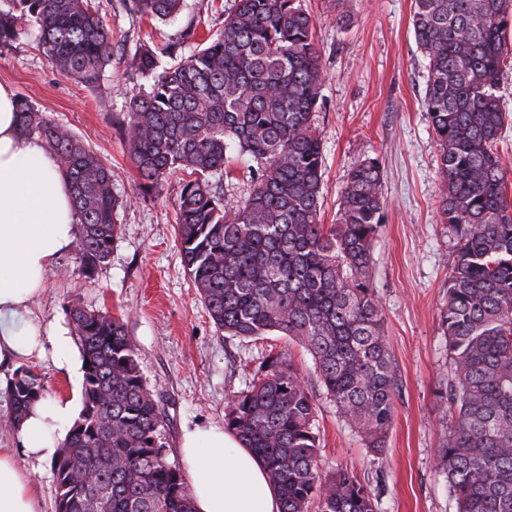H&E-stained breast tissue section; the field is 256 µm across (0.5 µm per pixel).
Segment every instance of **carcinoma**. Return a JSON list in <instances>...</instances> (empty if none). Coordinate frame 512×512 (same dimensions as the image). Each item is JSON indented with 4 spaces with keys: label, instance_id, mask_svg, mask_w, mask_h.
<instances>
[{
    "label": "carcinoma",
    "instance_id": "cac0c4a2",
    "mask_svg": "<svg viewBox=\"0 0 512 512\" xmlns=\"http://www.w3.org/2000/svg\"><path fill=\"white\" fill-rule=\"evenodd\" d=\"M0 44L30 22L43 54L66 76L97 84L112 32L88 0H0ZM184 0H129L151 22ZM412 28L428 60L423 107L439 146L440 212L454 235L442 325L452 379L441 402L457 410L438 450L456 512H512V195L498 143L499 94L512 66V0H413ZM316 23L300 0H236L222 26L173 64L143 45L133 66L151 79L132 97L126 150L143 194L182 170L180 256L218 331L282 336L312 357L340 417L377 455L394 421L396 378L371 282L383 224L379 160L350 169L336 223H320L322 139L313 123L324 81ZM22 130L69 178L79 226L76 273L94 277L121 234L111 166L54 118L17 98ZM257 163L241 203L211 178L228 153ZM83 361L82 407L52 461L55 512H195L186 475L169 462L165 413L147 386L123 320L65 307ZM32 368L5 395L17 425L44 400ZM315 395L287 352L268 354L232 396L224 429L266 465L281 512H377L374 490L318 464ZM93 472L94 482L84 479Z\"/></svg>",
    "mask_w": 512,
    "mask_h": 512
}]
</instances>
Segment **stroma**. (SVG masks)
<instances>
[{"label": "stroma", "mask_w": 512, "mask_h": 512, "mask_svg": "<svg viewBox=\"0 0 512 512\" xmlns=\"http://www.w3.org/2000/svg\"><path fill=\"white\" fill-rule=\"evenodd\" d=\"M413 0H302L316 21L325 80L324 106L314 116L323 143L322 222L336 221L341 186L364 157L383 168L385 222L373 243L372 285L382 305L398 389L383 456L366 448L318 390L311 356L280 336L255 343L220 336L182 265L175 212L183 173L166 176L160 194L136 187L122 120L132 95L149 81L132 65L146 41L189 53L217 29L234 0H185L181 12L150 24L125 0H92L112 31V61L99 85L64 77L35 36L0 46V83L55 118L112 167L121 235L109 263L93 279L79 276L72 253L48 272L24 319L43 329H68L76 299L121 317L136 345L142 374L168 415L163 441L180 463L184 428L223 425L231 397L245 389L268 353L290 350L315 388L319 465L345 470L378 495L377 512H456L438 469V448L452 421L438 394L451 377L442 311L453 242L439 205L441 173L430 118L422 108L426 62L412 30ZM351 21L336 25L337 11Z\"/></svg>", "instance_id": "1"}]
</instances>
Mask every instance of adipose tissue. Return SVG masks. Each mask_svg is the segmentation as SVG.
I'll use <instances>...</instances> for the list:
<instances>
[{"mask_svg": "<svg viewBox=\"0 0 512 512\" xmlns=\"http://www.w3.org/2000/svg\"><path fill=\"white\" fill-rule=\"evenodd\" d=\"M77 237L70 183L54 156L22 132L16 97L0 84V366L52 356L75 375L80 362L71 336L19 326L47 272ZM78 414L77 396L34 405L15 427L16 448H0V512H36L35 484L14 462L15 450L52 462ZM185 474L196 512H280L278 490L261 460L232 432L185 431Z\"/></svg>", "mask_w": 512, "mask_h": 512, "instance_id": "obj_1", "label": "adipose tissue"}]
</instances>
